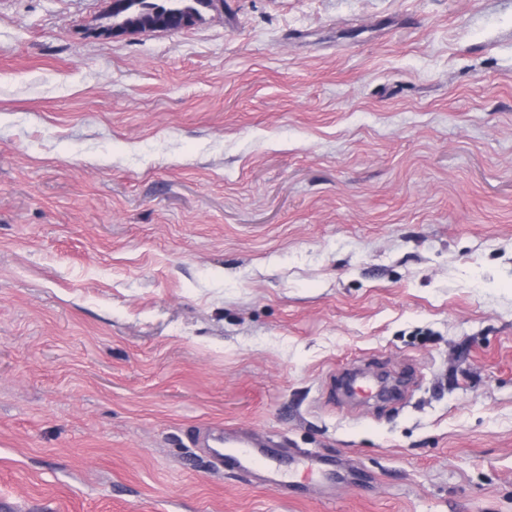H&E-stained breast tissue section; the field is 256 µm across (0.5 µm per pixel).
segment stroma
Wrapping results in <instances>:
<instances>
[{"instance_id": "stroma-1", "label": "stroma", "mask_w": 512, "mask_h": 512, "mask_svg": "<svg viewBox=\"0 0 512 512\" xmlns=\"http://www.w3.org/2000/svg\"><path fill=\"white\" fill-rule=\"evenodd\" d=\"M108 9L0 0V502L512 512V0ZM129 2V10H137L138 6L158 5L162 6L163 12L158 15L157 19L160 24H165L167 28L175 26L176 20H181L184 17V12L181 6H186L191 9L195 14V20L190 21L191 26L202 18V10L207 9L211 0H127ZM152 1H174V2H152ZM180 1H194V2H180ZM203 443L210 448L216 466L260 472L264 484L270 488H277L286 482L282 470L273 462L276 453L272 448H267L264 439L244 437L234 429L221 427L210 431Z\"/></svg>"}]
</instances>
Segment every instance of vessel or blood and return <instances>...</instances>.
<instances>
[{
    "mask_svg": "<svg viewBox=\"0 0 512 512\" xmlns=\"http://www.w3.org/2000/svg\"><path fill=\"white\" fill-rule=\"evenodd\" d=\"M204 444L209 448L215 465L261 473L265 485L271 488L279 487L285 481L282 470L273 462L275 453L264 439L245 437L236 430L219 428L205 436Z\"/></svg>",
    "mask_w": 512,
    "mask_h": 512,
    "instance_id": "1",
    "label": "vessel or blood"
}]
</instances>
